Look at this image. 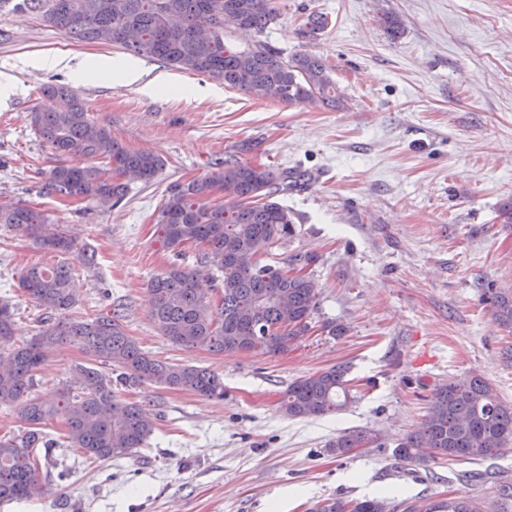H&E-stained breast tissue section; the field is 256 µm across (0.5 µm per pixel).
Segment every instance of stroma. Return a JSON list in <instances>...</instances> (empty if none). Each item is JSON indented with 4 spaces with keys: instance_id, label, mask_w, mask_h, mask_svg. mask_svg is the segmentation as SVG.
<instances>
[{
    "instance_id": "1",
    "label": "stroma",
    "mask_w": 512,
    "mask_h": 512,
    "mask_svg": "<svg viewBox=\"0 0 512 512\" xmlns=\"http://www.w3.org/2000/svg\"><path fill=\"white\" fill-rule=\"evenodd\" d=\"M263 38L284 54L305 51L330 66L343 100L289 106L259 101L200 74L139 59L140 78L74 70L89 59H125L116 45L78 41L40 13L0 0V200L20 202L66 225L73 248H33L0 226V300L14 334L34 336L40 313L19 289L22 270L67 264L79 288L75 318L118 311L126 332L156 359L213 371L223 400L143 384L126 392L146 405L154 430L135 455L91 461L53 452L67 477L51 494L0 502V512H309L329 498H459L501 512L498 485L512 483V451L477 463L398 459L395 448L424 421L439 385L471 374L512 403V332L484 293L512 289V0H276ZM398 13L406 32L390 40L378 24ZM328 28L309 37L303 20ZM59 59L33 69L29 58ZM167 80L158 89L157 78ZM66 84L114 139L165 162L151 182L133 181L120 204L66 200L46 185L58 156L30 123L41 90ZM231 158L298 169L306 177L278 194L295 233L267 260L313 256L320 290L311 329L288 352L217 353L172 344L148 315L147 283L170 264L157 240L172 185ZM93 253L86 266L83 252ZM335 321L345 335L330 336ZM84 351L64 345L36 375L33 394L77 391L72 368ZM346 368L352 401L314 419L279 408L295 379ZM361 433L339 455L328 444Z\"/></svg>"
}]
</instances>
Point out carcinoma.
Masks as SVG:
<instances>
[{
	"mask_svg": "<svg viewBox=\"0 0 512 512\" xmlns=\"http://www.w3.org/2000/svg\"><path fill=\"white\" fill-rule=\"evenodd\" d=\"M21 6L42 12L47 22L83 40L108 41L174 69L205 75L256 100L292 106L318 98L335 106L342 99L331 69L313 55L286 56L262 40L244 50L224 43V27L232 21L262 35L276 16L275 0H22ZM379 24L392 40L405 33L402 18L394 12L382 13ZM327 25L326 17L311 13L306 33L313 37ZM203 26L208 33L201 32ZM129 28L136 35L132 45L126 43ZM43 96L46 104L30 119L62 160L50 173V192L118 204L126 195L128 174L148 183L162 170L164 163L155 155L127 149L112 138L107 126L91 120L80 96L68 87L48 85ZM304 176L298 170L276 172L226 159L211 174L169 190L158 219V237L178 257L185 245L198 247L200 253L198 266L173 263L148 283L149 316L161 335L189 349L277 355L310 331L319 296L313 279L289 276L285 269L261 260L295 231L292 215L273 197ZM217 188L224 192L222 202L211 199ZM0 224L42 250L66 253L74 245L67 231L20 203L0 204ZM241 254L257 259L243 267L236 261ZM200 266L218 273L216 301L203 285ZM18 285L45 316L35 336L0 352V405L18 406L26 425L22 434L0 438V502L51 492L50 461L58 442L42 431L50 418H64L68 447L101 461L137 452L153 432L144 405L120 398L119 388L149 383L188 389L208 399L224 398V382L213 372L170 364L142 351L119 315L67 316L79 300L70 267L33 265L22 272ZM485 296L498 323L512 329V290L489 288ZM284 302L294 315L286 326L281 315ZM13 315L11 304L1 302L0 337L14 334ZM68 340L81 345L89 357L76 368L78 394L63 393L56 400L29 397L36 372ZM346 398L345 371L331 367L295 380L281 398L280 409L290 418H316L340 409ZM364 440L362 434L340 435L329 448L341 454ZM40 446L41 458L36 454ZM511 448L512 403L475 375L434 388L422 426L397 445L396 455L418 462L438 458L470 462ZM313 512L390 509L384 499L353 503L334 498L317 503ZM405 512H479V508L462 500L411 502Z\"/></svg>",
	"mask_w": 512,
	"mask_h": 512,
	"instance_id": "1",
	"label": "carcinoma"
}]
</instances>
